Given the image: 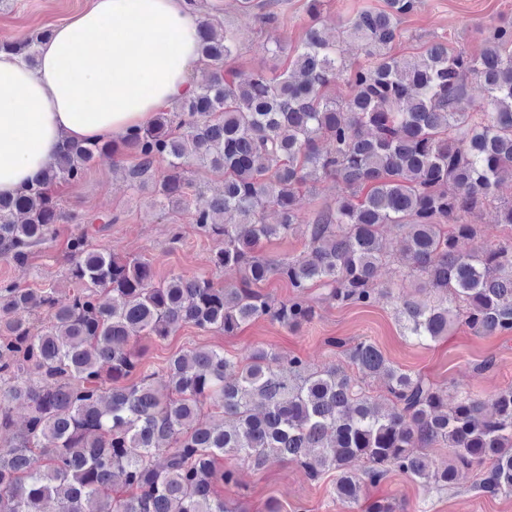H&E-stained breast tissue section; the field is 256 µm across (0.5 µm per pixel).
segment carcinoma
Returning <instances> with one entry per match:
<instances>
[{"label":"carcinoma","mask_w":512,"mask_h":512,"mask_svg":"<svg viewBox=\"0 0 512 512\" xmlns=\"http://www.w3.org/2000/svg\"><path fill=\"white\" fill-rule=\"evenodd\" d=\"M419 0H386L344 21L330 38L311 26L289 69L244 78L231 61L237 32L200 21L207 74L191 95L118 141H65L42 178L13 198L0 197V258L25 263L51 244L67 215L60 189L80 180L100 154H132L134 188L152 185L160 213L187 211L208 237L224 241L213 262L234 267L238 284L198 277L157 281L150 264L71 236L65 258L72 291L0 283V432L12 408L28 409L24 429L0 441V512H232L217 495L237 483L219 465L232 456L255 468L295 463L311 479L336 472V501L360 505L363 488L392 471L437 488L462 470L489 465L478 488L512 492V388L491 404L468 392L448 406V391L393 365L367 339L336 341L344 364L312 367L299 355L256 347L243 361L213 348L141 370L139 336L165 338L184 325L233 334L257 319L297 330L316 304L369 307L390 301L403 335L435 342L457 325L474 335L512 331V237L473 253L468 216L497 203L512 225V200L497 190L512 178V23L488 31L478 56L437 42L418 58L394 53L401 17ZM48 33L0 43L36 62ZM358 43L364 60L344 55ZM479 79L488 103L468 94ZM344 82L348 98L328 89ZM163 161L167 172L154 177ZM204 167L224 176L212 197L193 188ZM331 179L336 201L304 219L303 193ZM277 220H263L266 209ZM392 224L399 249L384 238ZM298 235L304 249L270 260L268 239ZM423 279L422 299L394 297L377 281L390 262ZM278 278L295 296L275 302L257 290ZM321 290L316 299L306 290ZM47 314L33 330L28 315ZM383 380L373 396L366 379ZM122 380L126 385H119ZM451 449L440 469L422 449ZM165 455L158 466L154 458ZM122 487L127 496H113Z\"/></svg>","instance_id":"obj_1"}]
</instances>
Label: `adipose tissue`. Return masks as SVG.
<instances>
[{
  "label": "adipose tissue",
  "mask_w": 512,
  "mask_h": 512,
  "mask_svg": "<svg viewBox=\"0 0 512 512\" xmlns=\"http://www.w3.org/2000/svg\"><path fill=\"white\" fill-rule=\"evenodd\" d=\"M198 44L186 0H92L36 65L0 52V197L40 179L63 140L118 138L186 98Z\"/></svg>",
  "instance_id": "adipose-tissue-1"
}]
</instances>
